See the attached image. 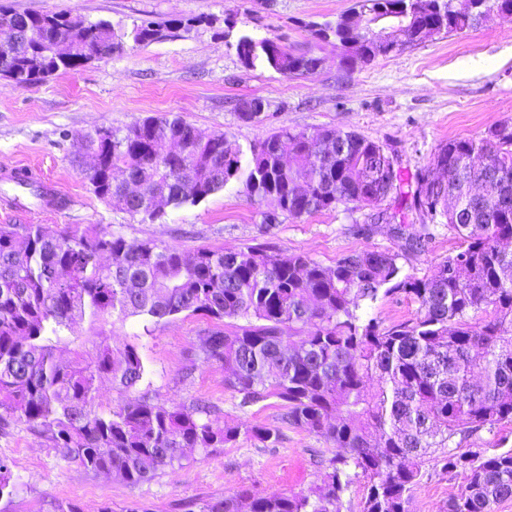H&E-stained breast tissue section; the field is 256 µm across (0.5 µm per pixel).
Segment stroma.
<instances>
[{
  "label": "stroma",
  "instance_id": "stroma-1",
  "mask_svg": "<svg viewBox=\"0 0 512 512\" xmlns=\"http://www.w3.org/2000/svg\"><path fill=\"white\" fill-rule=\"evenodd\" d=\"M20 13H65L128 29L135 21L191 20L190 28L146 45L127 42L123 51L45 82L16 87L0 77V224H39L56 232L70 226H104L126 239L153 240L182 250L236 249L268 242L302 253L325 266L342 255L393 251L399 242L388 224H372L367 209L340 205L299 219L262 221L259 205L237 183L202 202L167 207L150 223L99 199L84 175L88 136L100 127L122 128L147 117L177 115L200 132L234 136L242 145L287 127L312 132L353 131L384 145L404 176L426 168L439 144L452 138L481 139L495 123L512 119V19L489 15L477 27L442 34L403 51L347 70L332 46L312 38L309 26L335 21L354 0H0ZM250 34L288 43L326 57L311 76L285 77L248 68L235 43ZM244 97L263 99L260 121L243 123L235 110ZM34 169L63 199L44 211L25 197V210L4 208L13 199L12 167ZM428 234L423 253L404 261L407 273L424 276L456 250L460 241L444 224L414 222ZM418 314L402 295L379 296L364 317L383 325ZM221 324L201 315H178L144 335L140 319L106 325L112 347L137 346L148 374L137 387L155 401L190 406L203 401L215 423L275 426L277 447L264 448L242 436L234 447L203 457L193 451L136 485L97 475L61 460L53 443L14 423L0 427V459L19 481L11 512H58L73 504L80 512H197L201 503L243 489L264 495L306 494L319 481L321 460L333 445L284 423L277 398L240 408L238 394L224 384V368L199 358L202 339ZM460 479L433 467L413 491L411 512H445Z\"/></svg>",
  "mask_w": 512,
  "mask_h": 512
}]
</instances>
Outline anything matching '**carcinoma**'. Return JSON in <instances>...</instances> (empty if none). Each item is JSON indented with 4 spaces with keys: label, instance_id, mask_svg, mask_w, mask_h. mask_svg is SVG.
Here are the masks:
<instances>
[{
    "label": "carcinoma",
    "instance_id": "cac0c4a2",
    "mask_svg": "<svg viewBox=\"0 0 512 512\" xmlns=\"http://www.w3.org/2000/svg\"><path fill=\"white\" fill-rule=\"evenodd\" d=\"M418 8L425 37L476 27L495 9L512 15V0H355L335 22L314 24V39L336 47L349 70L399 52L375 38L377 20ZM37 38L22 42L0 76L11 78L66 31L70 15H24ZM194 20H143L131 31L100 20L85 27L83 48L68 59L39 64L31 87L59 71L136 44L159 41ZM247 67L285 76L316 73L325 58L270 39L239 36ZM189 149L183 160L158 154L167 140ZM97 167L87 174L94 194L141 221L162 216L156 199L195 204L230 183L260 206L263 222L301 218L338 205L375 209L397 193L400 209L381 210L401 240L396 251L346 254L324 266L301 253L268 244L186 253L153 240H128L96 227L69 226L54 235L38 224L0 225V425L22 422L47 434L62 458L86 470L136 485L184 458V449L209 455L248 436L264 448L280 440L277 428L202 418L204 409L167 406L140 395L116 407L98 403L107 379L125 390L148 373L137 346L114 349L103 324L143 318L155 325L180 314L224 322L202 341L203 362L224 366L225 385L240 407L275 397L283 420L340 449L322 461L320 482L308 495L263 496L247 490L213 498L200 512H341L351 485L365 481L360 512H410L412 492L433 464L460 489L446 512H494L512 499V447L501 437L490 448L462 449L486 428L512 426V121L486 137L440 145L445 192L400 190L396 170H377L383 146L355 132L280 128L243 148L222 132L201 134L179 116L147 118L92 137ZM140 194L130 197L127 185ZM482 202L475 201L474 191ZM410 214L446 224L459 249L431 275L403 272L400 260L424 250L422 235L405 230ZM401 294L419 304L416 318L384 327L359 314L379 295ZM88 319L92 336L70 335L75 318ZM17 484L0 460V512H10Z\"/></svg>",
    "mask_w": 512,
    "mask_h": 512
}]
</instances>
